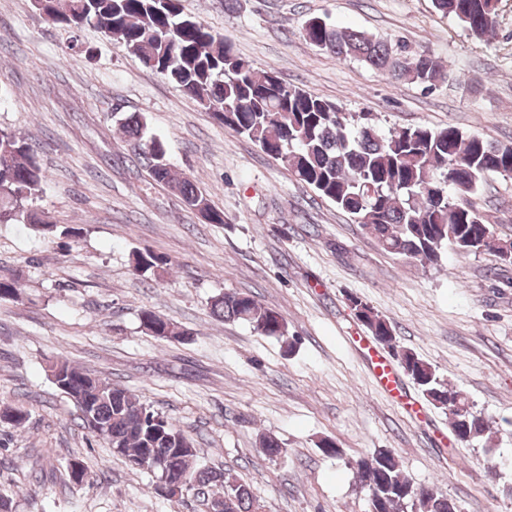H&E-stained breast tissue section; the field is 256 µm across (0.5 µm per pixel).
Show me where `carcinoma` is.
<instances>
[{
    "label": "carcinoma",
    "mask_w": 512,
    "mask_h": 512,
    "mask_svg": "<svg viewBox=\"0 0 512 512\" xmlns=\"http://www.w3.org/2000/svg\"><path fill=\"white\" fill-rule=\"evenodd\" d=\"M442 14L457 20L481 38L495 30L489 20L498 0H433ZM44 17L51 23L80 29L87 24L116 38L147 68L165 76L183 94L194 98L212 119L256 143L280 161L302 184L332 201L387 253L435 265L442 250L453 245L461 252L477 251L494 241L491 225L483 222L470 202L483 176L512 166V147L501 146L455 126L385 130L372 119L348 117L336 105L303 88L282 81L271 68L259 69L238 54L234 45L195 16L181 0H44ZM302 36L338 60L354 59L392 80L433 89L451 76L432 52L413 50L402 40L376 37L340 28L326 18H308ZM148 176L176 193L209 224L224 223V211L214 206L185 177L177 178L163 145L147 135L140 115L121 123ZM47 181L31 140L0 129V224H35L47 233L56 225L28 212L23 202L43 191ZM169 263L146 248L134 254V271L143 276ZM358 321L399 363L424 396L438 408L459 406L453 416L467 421L457 441L470 443L486 431V420L459 392L440 380L435 369L398 344L395 329L384 316L358 297H351ZM213 317L242 320L262 336L284 337L287 325L275 311L239 292H225L210 301ZM151 320L185 335L177 324L151 310ZM65 384L91 401L98 433L114 454L124 458L149 452L164 470L187 475L199 496L226 499L225 512H260L250 486L226 471L197 464V448L183 447L184 432L164 415L125 388L63 361ZM270 459L286 454L275 437L260 438ZM373 464L358 463L366 482L368 512H459L458 506L435 486H416L406 479L394 453L381 448Z\"/></svg>",
    "instance_id": "carcinoma-1"
}]
</instances>
